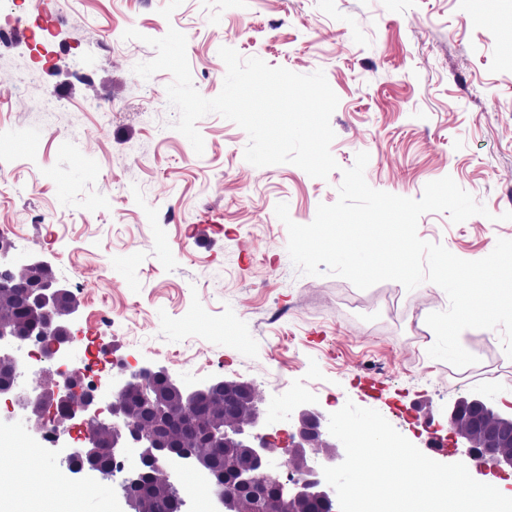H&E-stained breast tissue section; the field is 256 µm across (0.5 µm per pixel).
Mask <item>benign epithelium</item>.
Returning a JSON list of instances; mask_svg holds the SVG:
<instances>
[{"mask_svg": "<svg viewBox=\"0 0 512 512\" xmlns=\"http://www.w3.org/2000/svg\"><path fill=\"white\" fill-rule=\"evenodd\" d=\"M12 244L0 243V365L12 382L0 389L8 406L17 401L30 414L52 407L72 418L82 414L89 433L76 451V473L107 479V457L135 454L121 486L127 512H186L174 493L167 464L175 454L191 457L195 468L214 485L215 512H340L336 491L325 480L324 467L342 462L345 449L329 431L321 411L301 405L288 416L289 469L295 477L272 476V463L283 448L265 432L271 421L254 387L215 377L189 387L166 370L141 365L113 382L112 398L84 391L83 378L63 366L43 369L54 388L39 392L20 386L16 353L41 339L46 359L60 360L70 350L79 305L68 287L43 261L21 266L6 261ZM18 306L22 315L10 311ZM453 453L477 460L478 475L512 474V411L481 398L461 396L446 414Z\"/></svg>", "mask_w": 512, "mask_h": 512, "instance_id": "obj_1", "label": "benign epithelium"}]
</instances>
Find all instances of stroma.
<instances>
[{
	"instance_id": "stroma-1",
	"label": "stroma",
	"mask_w": 512,
	"mask_h": 512,
	"mask_svg": "<svg viewBox=\"0 0 512 512\" xmlns=\"http://www.w3.org/2000/svg\"><path fill=\"white\" fill-rule=\"evenodd\" d=\"M0 0V135L21 131L33 159L0 156V225L15 249L47 262L66 284L83 282L76 335L133 365L164 367L186 385L224 376L274 382L287 411L303 392L318 409L346 402L379 411L417 448L419 408L447 435L450 403L476 395L512 408V359L501 329H469L476 364L428 356V314L448 297L425 282L361 290L292 263L275 206L311 223L338 199L342 171L369 155L374 189L419 198L451 177L486 207L452 222H418L422 240L479 260L512 240V0ZM141 37L124 40L127 29ZM177 29L197 91L222 90L221 47L298 74L323 70L339 98L327 179L283 163L245 161L247 133L209 114L196 154L175 130L169 72L137 76L156 51L148 38ZM128 50L116 56L115 42ZM90 80H73L75 67ZM64 108L47 112L49 94ZM112 327L96 329L100 313Z\"/></svg>"
}]
</instances>
